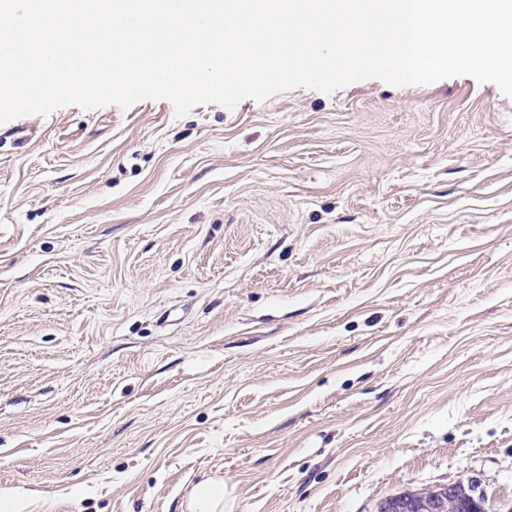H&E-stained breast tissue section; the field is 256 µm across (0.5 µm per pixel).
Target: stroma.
Segmentation results:
<instances>
[{"instance_id": "35a3bbf8", "label": "stroma", "mask_w": 512, "mask_h": 512, "mask_svg": "<svg viewBox=\"0 0 512 512\" xmlns=\"http://www.w3.org/2000/svg\"><path fill=\"white\" fill-rule=\"evenodd\" d=\"M512 507V97L460 75L0 124L11 512ZM190 512H223L224 481L207 479L193 488ZM481 498L462 492L456 485L428 489L417 493H401L381 500L376 512H450L459 506L467 512H484Z\"/></svg>"}]
</instances>
